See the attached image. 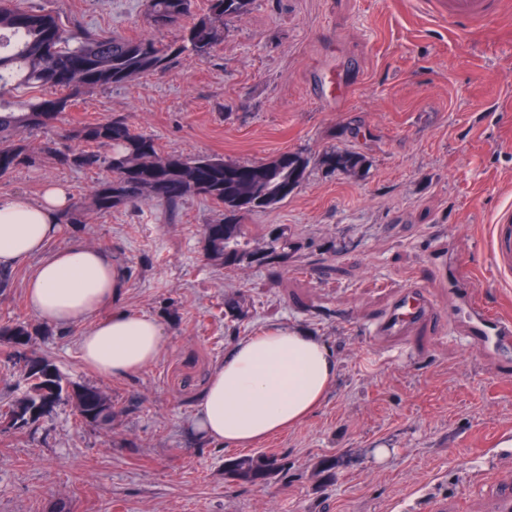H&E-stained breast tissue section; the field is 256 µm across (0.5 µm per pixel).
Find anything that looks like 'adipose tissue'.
Masks as SVG:
<instances>
[{"label": "adipose tissue", "instance_id": "obj_1", "mask_svg": "<svg viewBox=\"0 0 512 512\" xmlns=\"http://www.w3.org/2000/svg\"><path fill=\"white\" fill-rule=\"evenodd\" d=\"M70 203L58 184L47 186L36 202L19 194L1 198L0 267L39 257L27 285L30 310L49 325L84 323L81 361L99 374L141 372L162 350L163 326L158 318L118 308L122 263L79 240L61 251L47 250ZM336 373V360L320 338L298 326L271 327L225 354L200 397L194 429L221 446H255L320 408Z\"/></svg>", "mask_w": 512, "mask_h": 512}]
</instances>
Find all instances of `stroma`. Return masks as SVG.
Wrapping results in <instances>:
<instances>
[{
    "instance_id": "obj_1",
    "label": "stroma",
    "mask_w": 512,
    "mask_h": 512,
    "mask_svg": "<svg viewBox=\"0 0 512 512\" xmlns=\"http://www.w3.org/2000/svg\"><path fill=\"white\" fill-rule=\"evenodd\" d=\"M105 34L149 37L146 0H18ZM336 36L344 104L325 108L308 75L323 32ZM119 115L163 153L258 163L307 156L302 185L274 208L243 216L256 241L287 228L295 252L229 271L205 256L203 230L221 219L190 197L169 217L142 202L62 225L50 250L75 240L107 249L127 271L123 308L157 317L164 349L142 372L103 377L83 365L85 324H42L26 304L35 260L0 284V322L38 330L31 351L69 380L112 401V427L82 423L62 403L21 433H0V512H495L485 468L512 485V377L426 321L383 342L374 326L410 286L455 312L458 276L501 313L483 235L512 205V0L465 31L428 0H254L227 21L201 60L84 96L61 122L72 129ZM366 157L354 176L320 163L329 148ZM97 174L51 161L0 177V197L39 200L45 185L89 195ZM288 324L319 336L337 376L325 403L258 449L288 472L263 485L232 481L240 448L199 438L192 421L212 369L239 341ZM386 457H379V450ZM336 467L320 472V459Z\"/></svg>"
}]
</instances>
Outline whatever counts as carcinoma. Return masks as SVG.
Returning <instances> with one entry per match:
<instances>
[{
    "label": "carcinoma",
    "instance_id": "carcinoma-1",
    "mask_svg": "<svg viewBox=\"0 0 512 512\" xmlns=\"http://www.w3.org/2000/svg\"><path fill=\"white\" fill-rule=\"evenodd\" d=\"M0 0V176L50 159L63 168L103 169L106 176L84 199L73 202L62 224H84L92 211L107 212L141 202H156L176 213L188 197H202L224 208L223 218L205 225L208 258L226 269L247 262L267 264L288 256L294 243L281 227L268 230L265 247L253 246L246 213L272 208L303 182L309 160L285 152L273 159L242 164L218 155L163 156L155 140L134 131L125 119L105 116L75 134L52 132L80 96L125 84L144 75H160L183 58H206L224 41V22L247 15L253 0H206L192 22L193 0H148L147 20L156 31L179 29L171 42L156 38L103 36L74 19L40 9H22ZM45 138L36 146L28 136ZM73 137L80 146L62 150L58 140ZM107 148L106 154L99 148ZM321 164L355 175L365 165L359 153L330 149ZM36 330L25 322L0 324V345H29ZM24 391L0 407L5 430L21 432L62 401L74 404L80 419L101 427L112 420V402L96 387L67 381L44 357L30 354L24 366ZM286 471L276 455L258 452L225 461L234 481L264 484Z\"/></svg>",
    "mask_w": 512,
    "mask_h": 512
}]
</instances>
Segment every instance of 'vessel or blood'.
<instances>
[{
    "label": "vessel or blood",
    "instance_id": "vessel-or-blood-1",
    "mask_svg": "<svg viewBox=\"0 0 512 512\" xmlns=\"http://www.w3.org/2000/svg\"><path fill=\"white\" fill-rule=\"evenodd\" d=\"M435 8L454 28L468 27L497 15L502 0H434ZM323 59L311 79L309 89L322 105L335 107L344 101L343 81L331 62L334 54L333 38L322 42ZM485 248L495 278L501 290L512 289V208L504 207L488 227ZM469 318L460 324L449 321V336L464 340L484 352L493 372L501 377L512 373V318L493 315L480 301L476 292L467 298ZM435 309L420 287H411L406 296L398 300L390 315L375 329L381 336L398 335L415 319L434 314Z\"/></svg>",
    "mask_w": 512,
    "mask_h": 512
}]
</instances>
